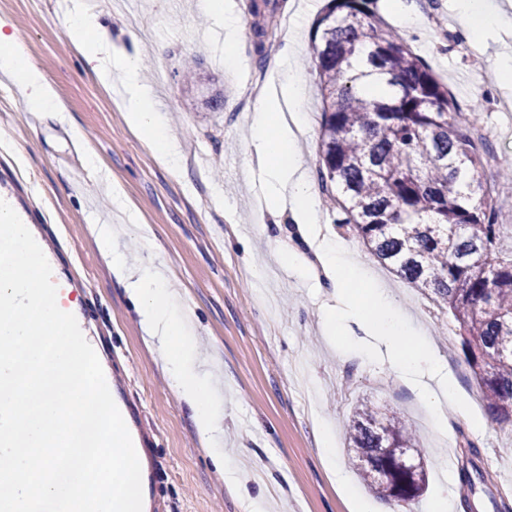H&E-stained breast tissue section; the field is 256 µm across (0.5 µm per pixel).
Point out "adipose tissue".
I'll list each match as a JSON object with an SVG mask.
<instances>
[{
    "mask_svg": "<svg viewBox=\"0 0 512 512\" xmlns=\"http://www.w3.org/2000/svg\"><path fill=\"white\" fill-rule=\"evenodd\" d=\"M62 22L67 28L92 33V41L79 46L91 72L99 83L120 97L129 126L144 137L162 162L171 169H182V145L169 134L138 55L112 43L104 24L98 16L86 12L82 0H66ZM269 67L280 77V90L259 98L251 116L249 155L262 178L258 216L275 217L286 206L297 223L311 229L322 217L321 204L303 167L295 132L304 121L307 79L292 53L286 50L274 55ZM0 77L16 86L30 111L65 119V108L52 84L13 36L1 32ZM90 232L109 271L136 309L145 340L154 347L172 388L188 408L201 447L214 466L224 468L227 486L235 487L236 473L225 468L224 451L218 442L224 406L215 399L210 381L198 373L195 350L186 341L189 306L160 270L114 246L111 225L94 224ZM321 259L342 287L357 289L364 295L370 317L363 325L365 335L379 337L385 343L389 362L400 375L420 378L422 403L433 425L443 428L446 406L456 402L457 393L444 372L439 352L424 341L407 342L408 330L395 296L372 280L365 267L352 261L335 241L323 242Z\"/></svg>",
    "mask_w": 512,
    "mask_h": 512,
    "instance_id": "obj_1",
    "label": "adipose tissue"
}]
</instances>
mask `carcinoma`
<instances>
[{"label":"carcinoma","instance_id":"obj_1","mask_svg":"<svg viewBox=\"0 0 512 512\" xmlns=\"http://www.w3.org/2000/svg\"><path fill=\"white\" fill-rule=\"evenodd\" d=\"M375 5L328 0L314 23L318 176L339 224L452 316L492 419L512 426V225L497 223L492 188L477 177L486 142ZM248 9L262 58L276 4L250 0ZM345 434L378 498L409 504L422 494V449L396 412L360 400Z\"/></svg>","mask_w":512,"mask_h":512}]
</instances>
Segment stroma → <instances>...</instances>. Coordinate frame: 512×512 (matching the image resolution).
I'll use <instances>...</instances> for the list:
<instances>
[{
    "label": "stroma",
    "instance_id": "stroma-1",
    "mask_svg": "<svg viewBox=\"0 0 512 512\" xmlns=\"http://www.w3.org/2000/svg\"><path fill=\"white\" fill-rule=\"evenodd\" d=\"M63 0H0L7 34L24 45L30 59L50 79L68 112L67 121L34 117L18 94L0 89V179L17 188L16 201L30 213L34 238L43 242L54 280L77 304L75 317L106 367L112 397L133 442L149 463V512H245L243 498L267 497L286 503L288 512H350L349 499L332 474L352 470L344 425L361 399L394 409L417 432L427 458L428 487L412 512H431L447 498L451 512H497L512 505V428L492 422L464 361L450 317L430 298L385 268L338 214L324 209L321 226L374 279L400 299L412 327L439 351L456 387L460 410L447 413L435 430L411 383L389 363L360 350L361 303L341 300L335 278L315 271L296 276L282 266L276 245L299 254L318 242L283 209L277 224H261L256 203L259 173L249 172L251 108L240 103L241 87L259 68L251 33L236 52L237 69L224 68L222 37L201 34L213 20L200 0H82L101 17L113 42L138 49L172 135L187 157L184 170L168 168L146 141L130 129L119 98L88 71L77 45L84 33L64 27ZM509 25L495 30L463 26L457 0H402L423 19L404 31L414 51L444 83L460 112L485 139L497 165L481 178L495 184L499 221L512 224V81L496 66L499 52L512 47V0H493ZM325 0H288L274 18L291 20L287 43L308 74L301 132L303 163L317 180L322 99L311 62L314 21ZM200 60L199 81L183 83L185 55ZM220 90L224 100L206 99ZM94 154L123 190L126 206L149 225L152 240L129 228L117 241L128 254L163 266L192 311L191 342L199 355L219 363L226 378L223 446L233 461L242 490L228 488L201 450L198 437L155 355L149 350L138 315L123 296L89 232L91 224L114 216L108 194L97 192L84 169ZM24 166H17L15 156ZM335 308L342 328L323 336L320 317ZM335 435V452L324 456L316 440L317 422ZM490 476L486 485L467 489L460 472L468 462Z\"/></svg>",
    "mask_w": 512,
    "mask_h": 512
}]
</instances>
